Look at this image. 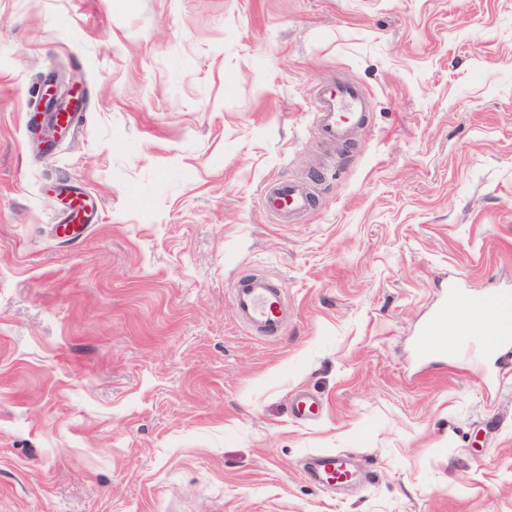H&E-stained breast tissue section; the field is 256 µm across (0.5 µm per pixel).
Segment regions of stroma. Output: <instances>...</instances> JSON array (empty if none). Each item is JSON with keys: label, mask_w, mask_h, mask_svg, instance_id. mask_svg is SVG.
Here are the masks:
<instances>
[{"label": "stroma", "mask_w": 512, "mask_h": 512, "mask_svg": "<svg viewBox=\"0 0 512 512\" xmlns=\"http://www.w3.org/2000/svg\"><path fill=\"white\" fill-rule=\"evenodd\" d=\"M54 64L85 105L43 152ZM339 79L372 115L324 162ZM250 272L277 338L235 320ZM451 285L512 289V0H0V512H512V369L413 352ZM336 451L351 491L303 474ZM315 196L307 183L300 179L275 178L265 184L261 206L263 210L281 222L307 212L314 204ZM235 318L249 333L276 338L284 330L288 294L283 283L264 274L239 275L233 286Z\"/></svg>", "instance_id": "stroma-1"}]
</instances>
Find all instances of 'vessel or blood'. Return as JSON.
<instances>
[{
  "label": "vessel or blood",
  "instance_id": "obj_1",
  "mask_svg": "<svg viewBox=\"0 0 512 512\" xmlns=\"http://www.w3.org/2000/svg\"><path fill=\"white\" fill-rule=\"evenodd\" d=\"M314 102V131L327 148H349L369 122L370 96L360 84L341 81L316 90ZM314 201L307 183L275 178L265 184L261 206L267 214L285 222L307 212ZM233 302L236 320L249 333L267 338L282 334L288 306V294L282 283L260 273L238 276L233 286ZM452 309L465 317L478 314L480 326L449 334L448 312ZM507 348L512 349L511 289L481 296L449 288L440 306L422 324L415 342L418 355L442 360L452 354L479 362ZM311 471L327 489L347 485L356 478L348 456L340 452L313 454Z\"/></svg>",
  "mask_w": 512,
  "mask_h": 512
}]
</instances>
